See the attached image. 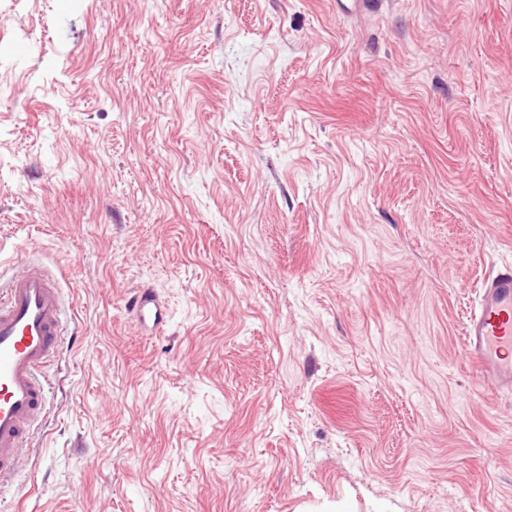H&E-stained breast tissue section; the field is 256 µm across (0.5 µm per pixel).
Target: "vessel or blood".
Instances as JSON below:
<instances>
[{
	"mask_svg": "<svg viewBox=\"0 0 512 512\" xmlns=\"http://www.w3.org/2000/svg\"><path fill=\"white\" fill-rule=\"evenodd\" d=\"M140 324L159 328L164 316L153 291L129 297ZM63 308L55 278L26 263L0 294V485L13 475L19 450L47 411L43 372L59 346ZM467 356L485 384L512 390V263L495 264L464 327Z\"/></svg>",
	"mask_w": 512,
	"mask_h": 512,
	"instance_id": "1",
	"label": "vessel or blood"
}]
</instances>
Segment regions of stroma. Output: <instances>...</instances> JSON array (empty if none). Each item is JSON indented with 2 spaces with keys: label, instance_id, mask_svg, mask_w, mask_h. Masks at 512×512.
Masks as SVG:
<instances>
[{
  "label": "stroma",
  "instance_id": "stroma-1",
  "mask_svg": "<svg viewBox=\"0 0 512 512\" xmlns=\"http://www.w3.org/2000/svg\"><path fill=\"white\" fill-rule=\"evenodd\" d=\"M28 257L64 340L0 512H512L463 346L512 261V0H0ZM127 305L141 325L145 326L147 322H150L151 329H157L162 325L164 321L162 304L153 291L138 290L129 297Z\"/></svg>",
  "mask_w": 512,
  "mask_h": 512
}]
</instances>
